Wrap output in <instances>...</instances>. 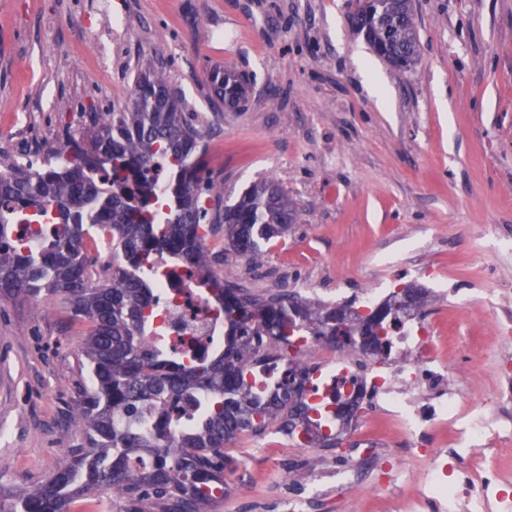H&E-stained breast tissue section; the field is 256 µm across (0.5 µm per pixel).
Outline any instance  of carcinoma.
Listing matches in <instances>:
<instances>
[{
    "mask_svg": "<svg viewBox=\"0 0 512 512\" xmlns=\"http://www.w3.org/2000/svg\"><path fill=\"white\" fill-rule=\"evenodd\" d=\"M351 25L394 70L417 63L412 0H356ZM211 83L225 104L245 102L241 76L217 71ZM185 108L146 59L124 110L90 115L98 131L89 144L72 140L64 156L0 172V298L66 297L85 325L77 336L87 371L71 383L68 419L85 443L68 449L69 462L49 482L20 493L11 512H66L72 497L94 492L127 500L128 512H141L146 500L158 512H208L224 496V444L274 424L291 430L312 408L293 376L266 380L261 390L250 382L272 359L262 341L279 344L277 357L291 361L288 336L301 326L347 343L356 332L378 335L381 319L348 303L286 291L258 296L213 272L212 229H224L225 246L258 264L299 210L272 179L224 203V184L205 175L206 146ZM160 160L166 183L155 207L145 173ZM33 222L53 225L37 248L17 239L20 224ZM89 228L112 238V262L96 278L80 247ZM158 253L212 284L207 293L227 334L208 356L174 354L153 336Z\"/></svg>",
    "mask_w": 512,
    "mask_h": 512,
    "instance_id": "carcinoma-1",
    "label": "carcinoma"
}]
</instances>
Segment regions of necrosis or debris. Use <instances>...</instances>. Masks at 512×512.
<instances>
[{
    "mask_svg": "<svg viewBox=\"0 0 512 512\" xmlns=\"http://www.w3.org/2000/svg\"><path fill=\"white\" fill-rule=\"evenodd\" d=\"M154 310L159 339L176 343L224 333V318L203 290L197 274L167 264ZM444 325L424 308L405 306L386 320L377 349L355 343L341 347L309 332L295 335V366L277 365L275 377L288 369L308 374L306 392L331 403V424L299 427L296 448H309L316 434L363 422L379 410L396 423L389 447L393 459L423 464L425 478L392 496L394 512H512V500L492 493L495 474L486 466L463 467L456 481L443 485L448 460L458 449L485 451L493 441L512 436V392L491 398L466 396L460 363H472L445 341Z\"/></svg>",
    "mask_w": 512,
    "mask_h": 512,
    "instance_id": "necrosis-or-debris-1",
    "label": "necrosis or debris"
}]
</instances>
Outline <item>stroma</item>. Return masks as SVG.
I'll list each match as a JSON object with an SVG mask.
<instances>
[{
  "label": "stroma",
  "mask_w": 512,
  "mask_h": 512,
  "mask_svg": "<svg viewBox=\"0 0 512 512\" xmlns=\"http://www.w3.org/2000/svg\"><path fill=\"white\" fill-rule=\"evenodd\" d=\"M355 0H0V171L41 163L95 133L89 115L124 107L144 59L185 98L210 146L209 169L232 200L271 178L300 218L260 268L228 255L215 273L263 295L285 281L341 299L398 283L408 253L476 288L512 294V0H414L421 43L399 73L357 35ZM248 77L247 102L213 106V71ZM64 298H0V512L41 486L83 443L67 428L78 337ZM477 300L454 315V346L484 349L466 391L497 392L507 349ZM249 433L227 443L228 491L210 512H376L391 488L367 477L359 498L336 470L357 455L301 451Z\"/></svg>",
  "instance_id": "35a3bbf8"
}]
</instances>
